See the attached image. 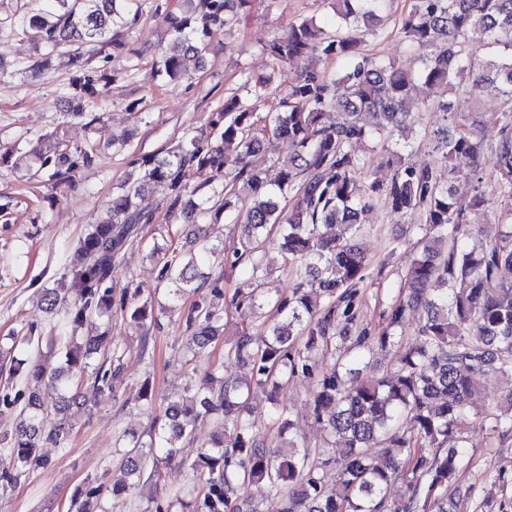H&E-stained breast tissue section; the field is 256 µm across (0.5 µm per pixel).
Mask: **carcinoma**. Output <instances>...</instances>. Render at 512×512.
<instances>
[{
	"instance_id": "obj_1",
	"label": "carcinoma",
	"mask_w": 512,
	"mask_h": 512,
	"mask_svg": "<svg viewBox=\"0 0 512 512\" xmlns=\"http://www.w3.org/2000/svg\"><path fill=\"white\" fill-rule=\"evenodd\" d=\"M34 11L15 9L0 15V40L27 39L37 56L24 70L37 73L48 55L69 53L94 56L122 43L113 33L118 25L133 24L142 13V0H38ZM192 7L163 18L167 45L154 61V73L176 82L187 73V62H201L215 28L224 26L248 0H187ZM387 0H334L331 29L311 19L288 24L267 46L280 63L297 64L319 52L344 62L336 78L302 71L282 102L283 111L259 117L256 102L266 97L269 78L248 79L242 92L224 100L219 119L207 136L184 138L161 158L144 161L140 174L128 179L108 206L107 218L90 226L79 242L83 264L70 275L67 288L43 289L47 310L65 307L60 329L64 366L48 373L36 361L12 358L9 374L25 376L44 386L28 394L20 410L7 452L15 468L0 474V487L12 486L36 467L47 465L41 453L47 441L64 444L73 433L69 410L82 406L69 393L76 377L106 350L109 337L88 341L75 335L92 316L112 310V294L104 284L112 277L117 257L131 236L133 225L149 224L152 215L137 207L136 199L158 187L166 191L168 209L183 213L192 208L205 214L225 211L232 199L245 202L242 235L230 265L250 269L248 290H239L234 305L242 316L255 307L274 303L278 320L263 336H253L243 324L227 357L250 367V378L227 379L219 389L200 385L181 401L169 404L164 422L151 427L149 440L131 432L125 445V467L136 478L159 475L163 461H172L179 443L192 439L199 420L216 415L224 424L222 436L200 450L189 468L204 483L199 512H259L250 495L253 487L278 500V512H457L469 501L474 512H507L512 497V473L488 475L489 489L480 499L471 486L455 483L456 472L469 461L467 430L476 424L486 431L490 446L512 445V393L485 407L474 406L475 394L492 373L512 374V208L499 215L504 230L478 252L468 250L470 235L465 208L457 201L453 182L461 177L452 164L466 155L485 156L487 137L467 125L468 117L451 100L440 106L454 126L440 131L438 148L448 165V181L428 166L407 165L396 171L385 195L392 211L425 212L417 239L421 250L400 277V292L385 315V325L357 330L351 358L317 371L309 353L336 343V319L350 330L354 303L366 280L367 261L355 243L366 192L358 180L365 160L353 144L380 135L399 136L395 149L411 147L404 133L407 117L422 103L417 90L462 86L477 101L488 93L512 99V0H413L401 33L418 52L421 67L407 71L361 53L367 36L382 30ZM470 40L506 50L476 64L466 52ZM114 78V71L80 66L66 84V95L81 110L87 97H97ZM336 121L324 122L326 111ZM373 121L367 123L363 116ZM270 133L288 149V162L278 170L252 166L260 146L258 132ZM495 149L489 162L503 196L512 200V108L502 111ZM70 149L55 134L23 152L18 145L0 146V165L12 168L33 162L38 170H52L49 179L64 182L70 169ZM208 167L226 179L224 202L199 198L188 204L187 176ZM297 202L284 216L288 195ZM280 229L281 249L295 270L292 294L273 300L251 289L264 276L258 253L267 233ZM217 252L202 246L187 260L182 250L155 246L150 257L160 266V282L179 298L208 286L205 255ZM416 316L417 343H404L403 330ZM130 318L139 326L158 322L153 305L134 308ZM221 313L197 303L187 319L191 343L208 347L216 338ZM395 350L393 368L370 381L359 379L363 351L373 344ZM94 386L112 392L116 372L98 365ZM315 379L310 411L333 438L341 455L334 459L336 481L325 485L317 474L322 462L310 458L293 437L270 448L252 433L244 405L252 386L277 392L297 376ZM271 428L284 437L293 429L292 414L278 406ZM402 481L409 495L402 502L389 499L388 487ZM127 487L102 483L80 488L71 500L74 512H102L100 496L124 493Z\"/></svg>"
}]
</instances>
